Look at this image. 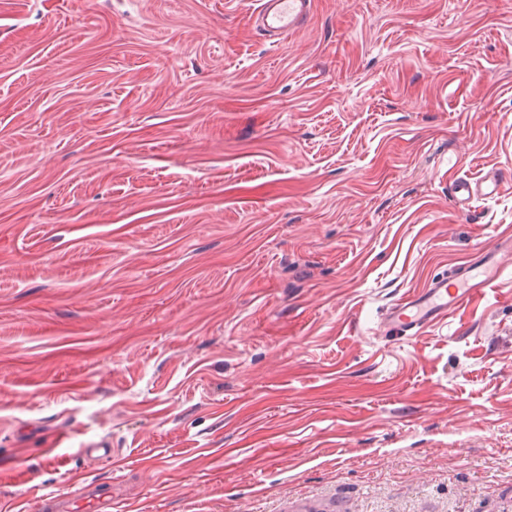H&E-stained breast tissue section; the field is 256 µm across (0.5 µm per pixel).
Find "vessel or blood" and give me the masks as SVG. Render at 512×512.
Listing matches in <instances>:
<instances>
[{"label": "vessel or blood", "mask_w": 512, "mask_h": 512, "mask_svg": "<svg viewBox=\"0 0 512 512\" xmlns=\"http://www.w3.org/2000/svg\"><path fill=\"white\" fill-rule=\"evenodd\" d=\"M315 0H259L253 22L265 36L280 39L301 30L314 14ZM501 181L487 174L479 178L457 175L448 180V195L458 208L472 201L498 195ZM512 251V232L498 234L483 247L477 262L459 267L452 276L431 281L423 292L410 295L389 307L380 325L385 332L403 336L451 317L484 296L506 272L505 253ZM40 512H112V498L105 490L78 486L69 494H46Z\"/></svg>", "instance_id": "vessel-or-blood-1"}]
</instances>
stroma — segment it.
Masks as SVG:
<instances>
[{"instance_id":"obj_1","label":"stroma","mask_w":512,"mask_h":512,"mask_svg":"<svg viewBox=\"0 0 512 512\" xmlns=\"http://www.w3.org/2000/svg\"><path fill=\"white\" fill-rule=\"evenodd\" d=\"M254 6L0 0V512H512V279L378 332L512 230V0ZM253 12L256 28L278 40L301 30L314 14L315 0H260ZM501 188L500 179L490 173L476 179L467 175L448 177V196L460 209L474 200L495 197ZM77 489L67 496L61 493L41 496L39 509L41 512H112V497L102 489L91 485H75Z\"/></svg>"}]
</instances>
